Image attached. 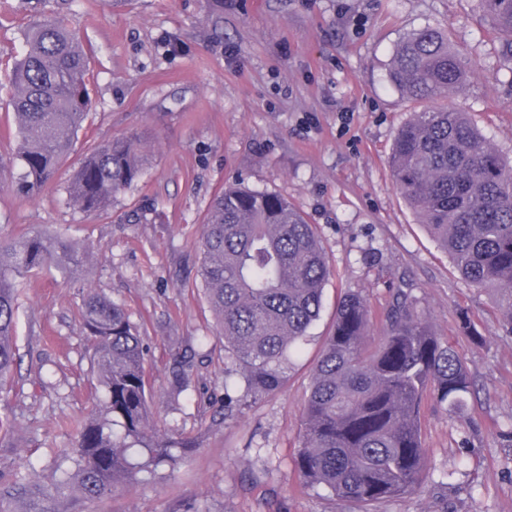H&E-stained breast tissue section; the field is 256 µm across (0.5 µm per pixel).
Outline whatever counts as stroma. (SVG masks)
Segmentation results:
<instances>
[{"label": "stroma", "mask_w": 512, "mask_h": 512, "mask_svg": "<svg viewBox=\"0 0 512 512\" xmlns=\"http://www.w3.org/2000/svg\"><path fill=\"white\" fill-rule=\"evenodd\" d=\"M55 17L90 58L92 108L73 150L35 196L0 172V237L34 227L88 250L74 280L43 271L24 280L19 361L0 385V512H356L296 467L314 364L336 304L360 293L376 349L395 289L409 287L430 331L448 341L473 380L470 409L453 417L433 397L421 440L433 476L374 512H512V336L499 297L469 287L396 190L388 157L421 108L393 87L401 39L433 27L460 51L470 77L452 102L512 161V57L479 0H0V155L18 138L9 70L35 20ZM139 134L140 177L106 211L68 201L70 175L95 146ZM278 194L315 224L330 261L319 320L288 367L285 388L224 417V361L214 314L196 278V243L226 185ZM137 324L153 375L158 434L192 437L177 463L85 499L55 484L73 467L77 426L106 397L81 325L88 289ZM185 364L190 389L171 397Z\"/></svg>", "instance_id": "obj_1"}]
</instances>
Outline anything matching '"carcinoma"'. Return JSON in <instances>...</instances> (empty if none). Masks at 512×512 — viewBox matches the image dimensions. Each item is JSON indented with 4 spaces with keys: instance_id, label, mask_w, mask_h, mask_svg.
Wrapping results in <instances>:
<instances>
[{
    "instance_id": "obj_1",
    "label": "carcinoma",
    "mask_w": 512,
    "mask_h": 512,
    "mask_svg": "<svg viewBox=\"0 0 512 512\" xmlns=\"http://www.w3.org/2000/svg\"><path fill=\"white\" fill-rule=\"evenodd\" d=\"M487 18L512 57V0H483ZM26 52L14 62L12 105L19 147L0 156V170L18 168V188L38 194L56 175L87 117L89 58L58 19L29 27ZM391 80L426 106L397 132L390 168L395 186L428 226L454 268L471 287L500 295L502 331L512 335V165L489 147L467 113L430 102L459 90L466 79L460 54L434 28L401 40ZM142 172L137 134L96 147L67 186L69 201L94 212ZM198 277L217 315L224 357L240 379L225 415L280 391L291 357L319 319L330 276L316 226L285 198L229 186L208 209L199 238ZM86 252L65 234L34 229L0 240V382L16 363L19 287L34 272L83 273ZM82 321L95 342L94 367L107 398L99 415L78 426L73 472L84 496L101 498L123 481L139 479L175 451L194 447L188 437H160L150 423V381L137 327L110 298L87 295ZM366 301L340 298L333 328L310 382L299 450V477L370 512L369 507L412 494L429 479L421 444L420 408L427 390L451 415L467 409L471 381L462 356L433 335L414 308L411 289L392 295L385 336L370 350ZM183 370L172 372L170 393L188 390Z\"/></svg>"
}]
</instances>
